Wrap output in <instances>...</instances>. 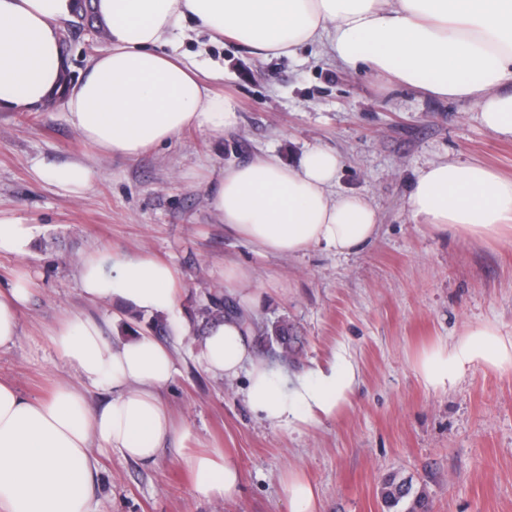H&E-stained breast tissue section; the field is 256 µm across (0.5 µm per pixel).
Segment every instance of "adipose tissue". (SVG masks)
<instances>
[{"instance_id":"ef3b65f1","label":"adipose tissue","mask_w":512,"mask_h":512,"mask_svg":"<svg viewBox=\"0 0 512 512\" xmlns=\"http://www.w3.org/2000/svg\"><path fill=\"white\" fill-rule=\"evenodd\" d=\"M92 7L108 46L67 84L61 35L78 0H0V112H27L62 95L69 123L105 156L140 155L188 127L223 134L239 123L234 100L166 51L191 17L261 58L325 44L345 66L474 103L487 130L512 139V0H92ZM339 168L338 156L319 147L295 166L269 151L221 169L212 204L225 229L258 253H352L377 234L378 214L365 197L334 194ZM406 207L416 223L440 232L512 235V178L473 162L432 164L417 173ZM78 277L88 304L166 315L177 339L192 332L174 267L151 254L92 252ZM31 294L23 275L0 289V349L14 344ZM224 294L242 315L207 330L198 362L212 376L243 379L244 402L258 419L274 428L314 425L348 404L351 363L332 360L284 381L258 354L244 316L263 296L248 268L225 267ZM48 334L72 378L36 398L0 381V512H94L98 448L147 467L173 450L198 497L236 496L242 475L225 449L195 453L180 444V424L161 396L179 373L169 346L146 331L107 339L101 322L80 312ZM475 365L512 370V333L474 325L416 359L422 384L433 390L452 388ZM91 387L109 399L91 406Z\"/></svg>"}]
</instances>
